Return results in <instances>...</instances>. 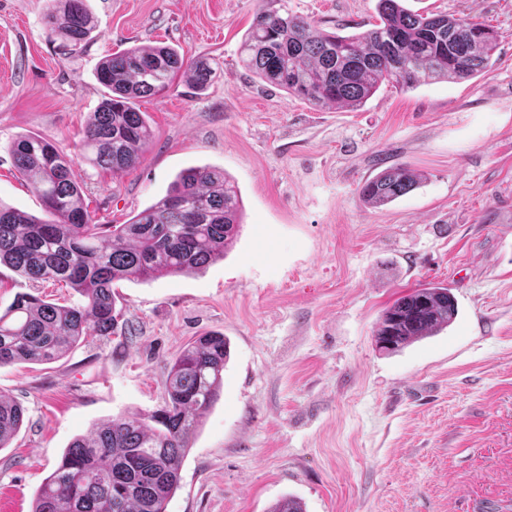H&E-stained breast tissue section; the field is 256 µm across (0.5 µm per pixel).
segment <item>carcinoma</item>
<instances>
[{
    "mask_svg": "<svg viewBox=\"0 0 512 512\" xmlns=\"http://www.w3.org/2000/svg\"><path fill=\"white\" fill-rule=\"evenodd\" d=\"M378 22L359 33L327 32L288 10V0H259L240 56L262 82L315 107L357 108L381 85L403 89L475 77L491 66L498 31L446 12L413 13L405 0H377ZM51 32L76 49L94 22L83 0H49ZM203 91L214 68L187 61L170 46H134L102 60L96 79L107 92L91 113L80 161L114 173L135 168L151 129L135 107L167 92L179 71ZM20 179L40 199L46 218L0 202V265L32 281L66 286L80 305L20 293L0 310V366L53 363L84 336H109L117 324L116 281L187 275L220 260L242 224L234 182L209 166L183 169L165 194L124 224H98L83 199L78 162L37 134L10 149ZM422 176L391 166L365 181L360 199L383 207L414 190ZM458 313L448 288L428 284L398 298L376 330L394 352L434 336ZM230 343L205 334L173 359L164 404L146 415L119 416L75 438L37 491L31 512H166L180 488L181 466L200 418L218 399ZM25 420V409L0 395V449ZM269 512H304L295 496Z\"/></svg>",
    "mask_w": 512,
    "mask_h": 512,
    "instance_id": "obj_1",
    "label": "carcinoma"
}]
</instances>
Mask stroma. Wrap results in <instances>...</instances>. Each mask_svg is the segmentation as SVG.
Listing matches in <instances>:
<instances>
[{
  "label": "stroma",
  "mask_w": 512,
  "mask_h": 512,
  "mask_svg": "<svg viewBox=\"0 0 512 512\" xmlns=\"http://www.w3.org/2000/svg\"><path fill=\"white\" fill-rule=\"evenodd\" d=\"M76 50L46 23L47 0H0V202L41 215L9 153L40 135L75 154L103 89L100 60L170 45L217 60L200 93L176 76L139 99L153 131L128 172L80 166L85 203L122 224L182 169L224 170L244 205L222 260L183 276L118 282L111 336L50 364L0 367L26 419L0 450V512H31L66 447L112 417L163 402L172 359L206 332L230 342L224 386L190 440L167 512H512V0H407L500 33L497 64L470 80L382 87L357 110L316 108L244 68L257 0H84ZM376 0H288L320 28L376 20ZM423 173L384 207L363 182ZM458 316L395 353L375 343L383 311L427 283ZM78 304L68 288L0 265V309L18 293Z\"/></svg>",
  "instance_id": "35a3bbf8"
}]
</instances>
